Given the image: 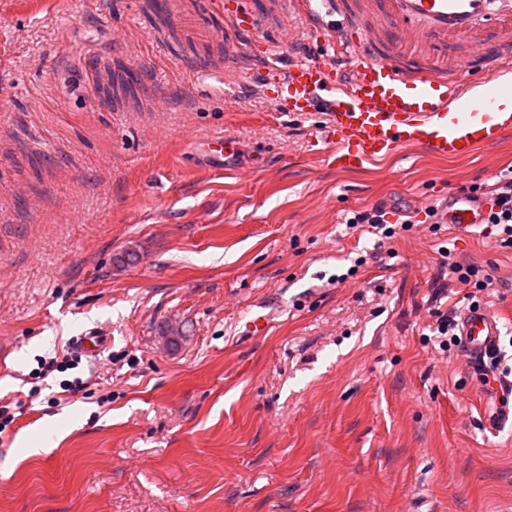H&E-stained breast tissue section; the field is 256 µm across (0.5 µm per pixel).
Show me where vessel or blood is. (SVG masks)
Instances as JSON below:
<instances>
[{"instance_id": "b4317fda", "label": "vessel or blood", "mask_w": 512, "mask_h": 512, "mask_svg": "<svg viewBox=\"0 0 512 512\" xmlns=\"http://www.w3.org/2000/svg\"><path fill=\"white\" fill-rule=\"evenodd\" d=\"M213 40L223 55L182 64L201 78H222L224 57L238 56L262 28L278 29L294 16L329 34L323 50L289 59L285 69L264 68L263 87L282 88L290 112H323L328 118L326 160L339 171L362 169L407 147L463 160L512 130V13H495L491 0H249L221 10L205 0ZM348 73H341V62ZM489 70L491 86L470 73ZM235 138L214 136L200 147L224 163ZM488 198L443 196L431 219L459 231L484 224ZM462 346L473 364L496 346L501 324L481 307L463 311Z\"/></svg>"}]
</instances>
